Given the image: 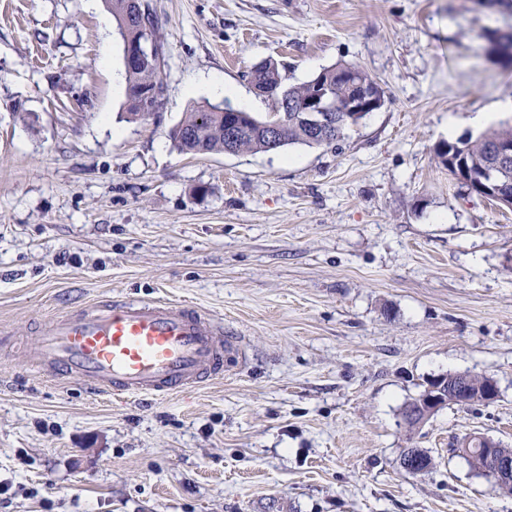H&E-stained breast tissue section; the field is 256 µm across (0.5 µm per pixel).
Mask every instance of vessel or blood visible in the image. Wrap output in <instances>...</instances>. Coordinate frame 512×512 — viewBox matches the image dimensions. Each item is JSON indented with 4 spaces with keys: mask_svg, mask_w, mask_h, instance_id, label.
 Here are the masks:
<instances>
[{
    "mask_svg": "<svg viewBox=\"0 0 512 512\" xmlns=\"http://www.w3.org/2000/svg\"><path fill=\"white\" fill-rule=\"evenodd\" d=\"M35 364L53 382L118 399L183 394L223 377L238 337L209 312L167 299H111L52 319Z\"/></svg>",
    "mask_w": 512,
    "mask_h": 512,
    "instance_id": "b4317fda",
    "label": "vessel or blood"
}]
</instances>
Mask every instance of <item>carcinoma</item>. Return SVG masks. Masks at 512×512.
<instances>
[{"label":"carcinoma","mask_w":512,"mask_h":512,"mask_svg":"<svg viewBox=\"0 0 512 512\" xmlns=\"http://www.w3.org/2000/svg\"><path fill=\"white\" fill-rule=\"evenodd\" d=\"M107 5L116 24L120 25L129 16L134 15L142 30L139 37L151 40L158 48H164V42L150 0H107ZM490 51L506 65H512V34L503 37L494 34L490 38ZM164 58L148 59L144 63L125 70L128 93L149 92L162 87V67ZM249 83L257 94L275 100L277 92H288V98L299 110L308 105L314 95L326 91L341 106L355 99L372 98L379 102L374 110L381 109L385 104V96L379 84L359 65L337 64L322 69L311 79L296 85L284 86L279 67L273 62H264L254 67L247 75ZM235 113L226 112L214 105H201L186 113L185 117L174 126L169 137L174 146L181 152L198 155L200 153H223L228 147L226 126L233 122ZM295 113H288V123L284 129L283 146L306 145L330 147L342 138L351 127L346 123L336 126V136L329 140H312L305 128L294 120ZM512 145V125L505 122L497 129L490 130L472 138L462 137L454 142H441L435 149L439 163L448 168V172L457 175L456 170L448 164L449 156L465 161L467 179L463 181L471 193L484 197L481 190L483 173L497 164L496 149L499 146ZM236 153L268 152L266 140L257 126H252L238 137L234 143Z\"/></svg>","instance_id":"carcinoma-1"}]
</instances>
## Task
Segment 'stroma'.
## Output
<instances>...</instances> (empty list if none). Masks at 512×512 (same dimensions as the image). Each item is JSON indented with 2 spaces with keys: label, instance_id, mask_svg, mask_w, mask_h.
<instances>
[{
  "label": "stroma",
  "instance_id": "1",
  "mask_svg": "<svg viewBox=\"0 0 512 512\" xmlns=\"http://www.w3.org/2000/svg\"><path fill=\"white\" fill-rule=\"evenodd\" d=\"M166 96L127 112L105 0H0V512H512L459 456L512 448V208L434 157L512 100L493 0H153ZM360 65L385 104L332 147L192 155L169 132L246 74ZM456 132H449V120ZM181 300L245 358L163 398L110 399L35 367L36 330L105 298ZM499 387L416 429L437 375ZM427 451L417 476L403 448Z\"/></svg>",
  "mask_w": 512,
  "mask_h": 512
}]
</instances>
